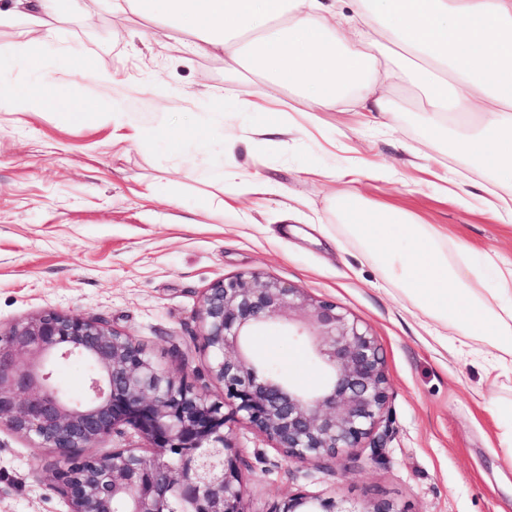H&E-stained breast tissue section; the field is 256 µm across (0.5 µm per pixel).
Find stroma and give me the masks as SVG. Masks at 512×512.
Here are the masks:
<instances>
[{"instance_id":"stroma-1","label":"stroma","mask_w":512,"mask_h":512,"mask_svg":"<svg viewBox=\"0 0 512 512\" xmlns=\"http://www.w3.org/2000/svg\"><path fill=\"white\" fill-rule=\"evenodd\" d=\"M107 11L72 17L51 29L44 68L56 92L84 104L18 113L0 88V329L56 310L100 320L145 345L163 367L187 372L198 390L224 395L209 372L197 319L201 296L217 280L260 272L334 302L381 345L389 377L386 435L330 460H288L265 436L232 426L242 461L245 512H274L295 494L370 504L388 500L405 512H512V463L498 441L491 409L512 406V368L487 380L480 361L458 357L432 335L428 319L341 227L335 200L359 193L403 209L470 246L466 261L494 287L486 256L512 258V221L459 204L483 194L485 171L456 175L444 194L433 161L414 157L422 100L408 88L393 96L391 126L364 125L355 108L318 115V132L292 129L257 136L277 113L235 110L237 80L218 58L171 47L148 21L133 26ZM90 65L115 74L130 118L190 141L180 156L153 141L120 142L102 120L97 86L77 75ZM174 88L164 105L149 83ZM223 112L222 127L197 140L205 112ZM233 160L269 179V204L238 185L209 183L204 170ZM375 163L396 178L379 182ZM153 187L154 200L143 199ZM237 209L219 213L225 194ZM297 208L283 219L282 205ZM257 354L308 387L321 376L272 320L255 337ZM54 454L0 427V512H69Z\"/></svg>"}]
</instances>
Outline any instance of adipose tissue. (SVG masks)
I'll return each instance as SVG.
<instances>
[{"label":"adipose tissue","mask_w":512,"mask_h":512,"mask_svg":"<svg viewBox=\"0 0 512 512\" xmlns=\"http://www.w3.org/2000/svg\"><path fill=\"white\" fill-rule=\"evenodd\" d=\"M91 18L87 0H0V26L27 24L23 41L0 44V86H14L13 109L65 105L57 94L16 84L38 72L36 48L49 20ZM157 23L191 36L195 55L223 59L248 80L238 111L256 100L276 105L274 88L289 91L301 116L333 112L345 101L391 114L390 90L411 86L423 97V144L446 143L449 159L481 166L496 182L478 202L512 220V0H154ZM339 209L345 232L412 304L455 343L490 367L512 363V258L496 257V286L476 287L479 270L467 248L431 224L354 195ZM483 340L474 348L471 337Z\"/></svg>","instance_id":"adipose-tissue-1"}]
</instances>
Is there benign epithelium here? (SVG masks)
Returning a JSON list of instances; mask_svg holds the SVG:
<instances>
[{
    "mask_svg": "<svg viewBox=\"0 0 512 512\" xmlns=\"http://www.w3.org/2000/svg\"><path fill=\"white\" fill-rule=\"evenodd\" d=\"M274 318L319 369L316 389L269 368L258 374L251 339ZM198 319L222 401L102 321L44 311L0 330V426L64 464L57 479L70 512H245L233 419L299 462L343 456L378 429L389 397L384 355L376 338L335 304L254 272L207 288ZM71 359L88 365L78 399L54 380ZM124 427L145 446L83 454ZM275 512L403 510L389 501L363 506L295 495Z\"/></svg>",
    "mask_w": 512,
    "mask_h": 512,
    "instance_id": "obj_1",
    "label": "benign epithelium"
}]
</instances>
